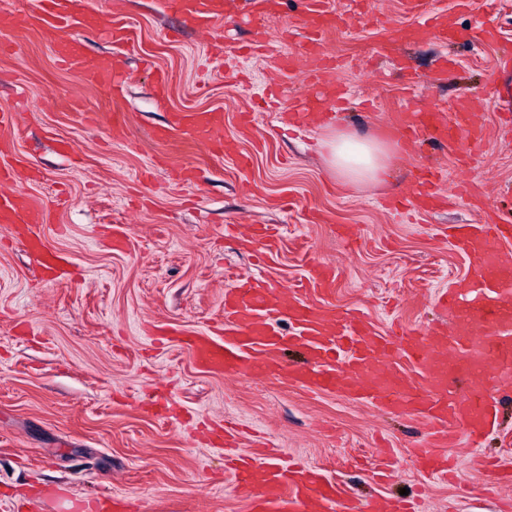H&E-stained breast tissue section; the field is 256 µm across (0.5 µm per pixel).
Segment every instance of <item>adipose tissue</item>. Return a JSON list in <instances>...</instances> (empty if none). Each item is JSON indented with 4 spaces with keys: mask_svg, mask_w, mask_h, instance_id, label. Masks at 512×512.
<instances>
[{
    "mask_svg": "<svg viewBox=\"0 0 512 512\" xmlns=\"http://www.w3.org/2000/svg\"><path fill=\"white\" fill-rule=\"evenodd\" d=\"M326 147L331 166L344 179L378 183L389 171L390 150L380 142H365L340 132Z\"/></svg>",
    "mask_w": 512,
    "mask_h": 512,
    "instance_id": "adipose-tissue-1",
    "label": "adipose tissue"
}]
</instances>
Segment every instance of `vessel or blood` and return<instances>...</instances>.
<instances>
[{"instance_id": "1", "label": "vessel or blood", "mask_w": 512, "mask_h": 512, "mask_svg": "<svg viewBox=\"0 0 512 512\" xmlns=\"http://www.w3.org/2000/svg\"><path fill=\"white\" fill-rule=\"evenodd\" d=\"M494 2L457 0L459 8L476 9L483 15L481 25L468 35L470 43L499 41L501 32L492 16ZM403 5L417 18L418 33L447 40L448 27L432 10L430 0H403ZM164 7L180 15L185 25L216 37L230 22L231 10L224 0H164ZM307 11L303 39L313 68L300 71L293 55L279 57L289 78L306 89L292 109L298 121L327 97L337 68L325 47L335 16L325 0H308ZM38 19L50 30L76 22L86 27L103 25L100 14L86 9L85 0H38ZM107 27L115 51L111 58L90 63L75 39L59 47L58 56L82 82L106 81L119 92L127 79L119 53L128 44L129 34L116 22ZM222 124L218 112H179L155 136L161 141L178 137L205 145L213 154L233 160L238 171L249 170L251 155L238 151L234 139L218 136ZM391 128L406 148L425 132L444 141H464L472 152L485 143L481 115L459 104L445 112L401 105L392 116ZM441 176L432 167L418 169L419 192L411 203L415 212H429L439 200ZM13 180V164H0V226L38 254L51 279H60L62 257L51 252L35 231L46 221L43 210L23 191H4V184ZM455 239L472 273L434 300L435 307L448 316L446 327L418 329L397 323L379 331L367 312L341 311L325 301L336 282V270L314 262L302 279L289 285L262 275L241 280L224 293L221 332L184 333L181 346L196 364L214 374H274L301 388L421 417L429 435L415 444L413 454L430 478L447 481L444 447L463 436L472 448H480L495 426L493 408L500 391L512 386V263L503 258L504 245L512 242V225L463 224ZM251 241L260 253L270 255L278 250L281 236L276 225L258 224L251 230ZM284 318L293 326L287 334L278 326ZM289 345L305 352L303 362L284 361L283 351ZM227 473L235 488L249 494L253 512H363L344 499L341 489L319 467L302 459L243 453Z\"/></svg>"}]
</instances>
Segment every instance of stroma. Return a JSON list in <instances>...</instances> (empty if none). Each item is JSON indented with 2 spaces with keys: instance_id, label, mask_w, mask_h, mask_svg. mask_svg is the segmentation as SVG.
<instances>
[{
  "instance_id": "1",
  "label": "stroma",
  "mask_w": 512,
  "mask_h": 512,
  "mask_svg": "<svg viewBox=\"0 0 512 512\" xmlns=\"http://www.w3.org/2000/svg\"><path fill=\"white\" fill-rule=\"evenodd\" d=\"M91 2L130 32L123 126L113 122L111 86L82 83L51 50L77 38L88 58L108 57L104 35L93 27L46 30L35 0H0V111L33 115L0 137L9 144L5 158L36 171L23 189L49 213L43 239L72 260L69 281L47 282L35 254L0 236V512H29L33 500L39 512H95L104 495L134 499L139 512H248L246 492L224 479L216 445L228 422L257 436L254 451L276 448L319 466L354 502L370 505L405 488L421 512H512V482L489 490L466 439L446 450L460 484L429 480L410 449L428 436L422 419L273 376L207 373L176 337L223 322L224 292L236 278L259 269L285 284L313 261L335 268L328 300L337 309H363L383 330L394 321L423 328L437 320L432 297L469 272L452 226L480 223L488 210L512 224V121L485 84L497 46L425 38L387 56V26L415 27L399 0H329L336 33L327 49L342 61L334 80L352 102L296 133L288 107L300 88L276 56L290 52L306 63L289 36L305 0H279L259 21L239 16L223 37L234 50L219 62L208 38L161 0ZM17 13L31 15L26 28L11 25ZM258 24L273 55L237 53ZM444 55L451 61L445 82L407 88L399 57L423 76ZM157 70L169 78L163 94ZM373 93L442 110L467 103L483 115L488 144L469 156L457 143L425 141L409 156L394 148L386 182H343L324 147L335 133L396 142L386 113L363 106ZM66 96L80 98L93 121L66 108ZM198 111L223 113L226 134L249 114L240 143L253 158L248 173L203 148L190 159L195 184L175 179L152 132L172 113ZM421 163L453 179L465 174L482 190L479 203L452 198L427 221L405 222L387 201L412 189L410 170ZM284 198L293 207L281 208ZM251 224L285 229L278 253L261 267L238 241ZM117 228L127 240L121 251L112 248ZM499 412L484 452L512 468V389L501 393ZM384 441L396 450L395 474L379 487L369 472Z\"/></svg>"
}]
</instances>
